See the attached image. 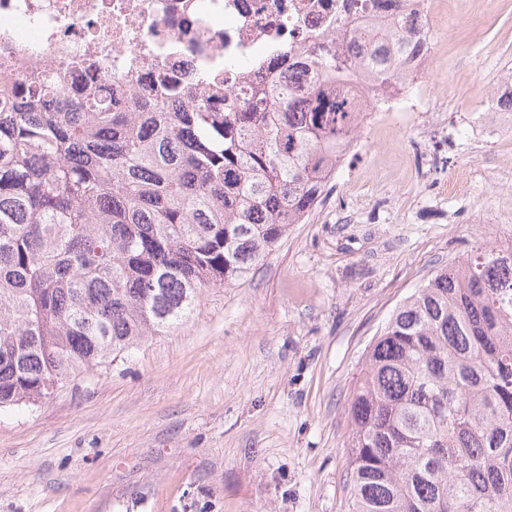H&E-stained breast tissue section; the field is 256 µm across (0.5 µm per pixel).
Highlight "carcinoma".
<instances>
[{
	"label": "carcinoma",
	"instance_id": "1",
	"mask_svg": "<svg viewBox=\"0 0 512 512\" xmlns=\"http://www.w3.org/2000/svg\"><path fill=\"white\" fill-rule=\"evenodd\" d=\"M313 58L312 80L246 85L233 108L132 80L124 112L77 82L34 81L0 107V411L188 318L203 289L247 275L302 222L355 139L348 84L390 80L413 48ZM352 512H512V243H478L393 312L354 388Z\"/></svg>",
	"mask_w": 512,
	"mask_h": 512
}]
</instances>
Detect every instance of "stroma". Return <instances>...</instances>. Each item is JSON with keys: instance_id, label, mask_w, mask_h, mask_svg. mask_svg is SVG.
<instances>
[{"instance_id": "obj_1", "label": "stroma", "mask_w": 512, "mask_h": 512, "mask_svg": "<svg viewBox=\"0 0 512 512\" xmlns=\"http://www.w3.org/2000/svg\"><path fill=\"white\" fill-rule=\"evenodd\" d=\"M435 112L363 126L302 223L187 321L0 413V512H351L349 403L393 311L512 234V0H440Z\"/></svg>"}]
</instances>
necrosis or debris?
I'll return each mask as SVG.
<instances>
[{"label":"necrosis or debris","instance_id":"obj_1","mask_svg":"<svg viewBox=\"0 0 512 512\" xmlns=\"http://www.w3.org/2000/svg\"><path fill=\"white\" fill-rule=\"evenodd\" d=\"M431 0H415L421 50L392 82L364 76L359 98L369 119L406 110L426 86L435 27ZM376 14L351 10L348 0H0V83L14 91L34 73L66 72L94 61V83L124 108L122 80L153 96L161 76L196 87L201 73L231 91L244 85L308 78L297 65L313 43L343 45L338 33L389 28Z\"/></svg>","mask_w":512,"mask_h":512}]
</instances>
